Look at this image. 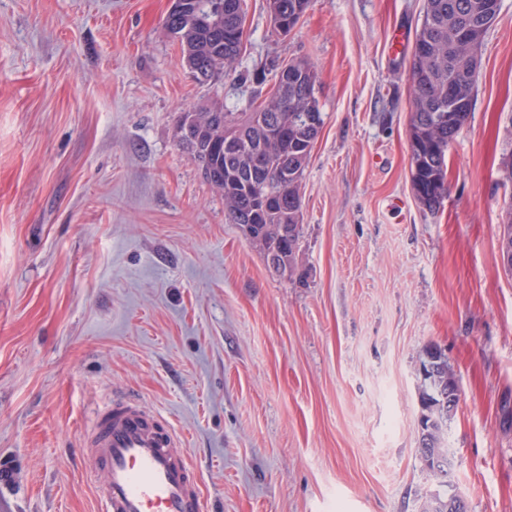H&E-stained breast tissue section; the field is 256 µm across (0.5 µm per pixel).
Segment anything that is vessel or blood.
I'll use <instances>...</instances> for the list:
<instances>
[{"label":"vessel or blood","mask_w":512,"mask_h":512,"mask_svg":"<svg viewBox=\"0 0 512 512\" xmlns=\"http://www.w3.org/2000/svg\"><path fill=\"white\" fill-rule=\"evenodd\" d=\"M89 465L104 471L101 512H203L181 438L159 411L119 397L98 414L84 440Z\"/></svg>","instance_id":"vessel-or-blood-1"}]
</instances>
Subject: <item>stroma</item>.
<instances>
[{"label":"stroma","instance_id":"obj_1","mask_svg":"<svg viewBox=\"0 0 512 512\" xmlns=\"http://www.w3.org/2000/svg\"><path fill=\"white\" fill-rule=\"evenodd\" d=\"M171 6L0 0V512H99L81 444L122 396L172 420L205 512H419L432 344L460 390L448 482L469 512H512V0L433 212L410 174L424 0H311L285 38L246 0L240 71L318 73L288 278L176 138L180 112L270 87L198 82L163 32Z\"/></svg>","mask_w":512,"mask_h":512}]
</instances>
